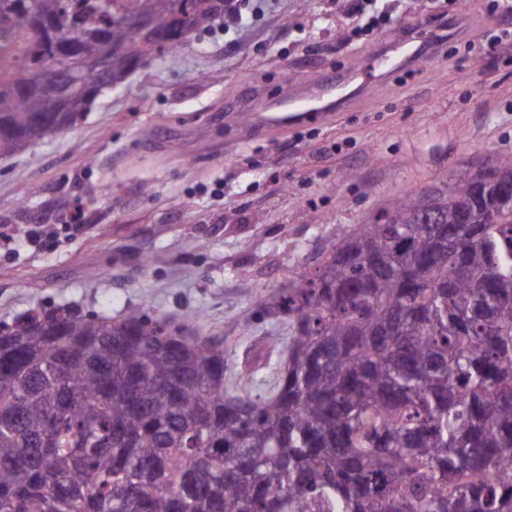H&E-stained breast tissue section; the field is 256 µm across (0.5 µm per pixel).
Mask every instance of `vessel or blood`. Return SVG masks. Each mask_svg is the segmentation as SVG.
<instances>
[{
    "label": "vessel or blood",
    "mask_w": 512,
    "mask_h": 512,
    "mask_svg": "<svg viewBox=\"0 0 512 512\" xmlns=\"http://www.w3.org/2000/svg\"><path fill=\"white\" fill-rule=\"evenodd\" d=\"M445 40V33L438 29L431 30L425 41L413 46L391 39L375 46L340 75L323 74L302 84H289L284 93L273 100L264 99L261 92H253L254 119L265 126H288L299 124L310 115L327 117L336 107L350 104L374 85L411 69Z\"/></svg>",
    "instance_id": "1"
}]
</instances>
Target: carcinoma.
<instances>
[{
  "instance_id": "1",
  "label": "carcinoma",
  "mask_w": 512,
  "mask_h": 512,
  "mask_svg": "<svg viewBox=\"0 0 512 512\" xmlns=\"http://www.w3.org/2000/svg\"><path fill=\"white\" fill-rule=\"evenodd\" d=\"M223 17L0 0V156ZM259 312L288 340L236 371L229 338L145 308L0 325V512H512L511 180L396 197Z\"/></svg>"
}]
</instances>
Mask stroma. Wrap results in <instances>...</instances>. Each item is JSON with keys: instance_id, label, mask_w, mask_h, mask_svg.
I'll use <instances>...</instances> for the list:
<instances>
[{"instance_id": "stroma-1", "label": "stroma", "mask_w": 512, "mask_h": 512, "mask_svg": "<svg viewBox=\"0 0 512 512\" xmlns=\"http://www.w3.org/2000/svg\"><path fill=\"white\" fill-rule=\"evenodd\" d=\"M216 26L105 90L87 118L0 158V322L60 308L120 318L147 305L231 337L287 338L259 321L264 292L324 243L492 155L512 156V11L501 0H236ZM389 27L356 35L363 11ZM466 18L414 69L328 119L272 134L248 94L338 75L383 39ZM57 233L38 248L35 225Z\"/></svg>"}]
</instances>
